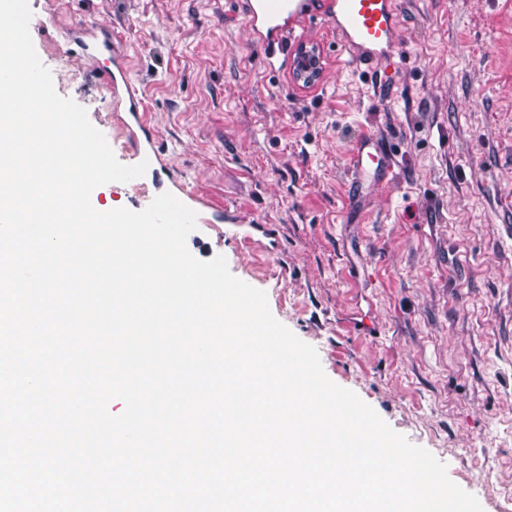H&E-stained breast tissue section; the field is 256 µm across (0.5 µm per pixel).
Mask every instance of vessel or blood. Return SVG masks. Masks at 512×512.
<instances>
[{
  "label": "vessel or blood",
  "mask_w": 512,
  "mask_h": 512,
  "mask_svg": "<svg viewBox=\"0 0 512 512\" xmlns=\"http://www.w3.org/2000/svg\"><path fill=\"white\" fill-rule=\"evenodd\" d=\"M249 27L262 44L267 64L276 67L286 38L317 25H329L339 36V54L362 65L391 59L397 49L395 0H248L245 11ZM108 89L113 98H127L128 120L123 127L134 147L128 165L147 162V173L168 172L151 140V128L142 102L133 89L124 55L112 56ZM374 136L361 138L351 155L358 177L384 181L389 164L376 148Z\"/></svg>",
  "instance_id": "b4317fda"
}]
</instances>
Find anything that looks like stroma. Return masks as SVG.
<instances>
[{"label": "stroma", "mask_w": 512, "mask_h": 512, "mask_svg": "<svg viewBox=\"0 0 512 512\" xmlns=\"http://www.w3.org/2000/svg\"><path fill=\"white\" fill-rule=\"evenodd\" d=\"M57 93L85 108L117 160L132 151L107 56L74 62L77 29L107 21L129 58L174 178L100 186L134 208L181 181L213 201L187 238L261 289L325 374L448 466L484 512H512V0H397L400 53L346 66L308 34L312 84L276 69L242 0H28ZM373 134L391 171L357 182Z\"/></svg>", "instance_id": "obj_1"}]
</instances>
